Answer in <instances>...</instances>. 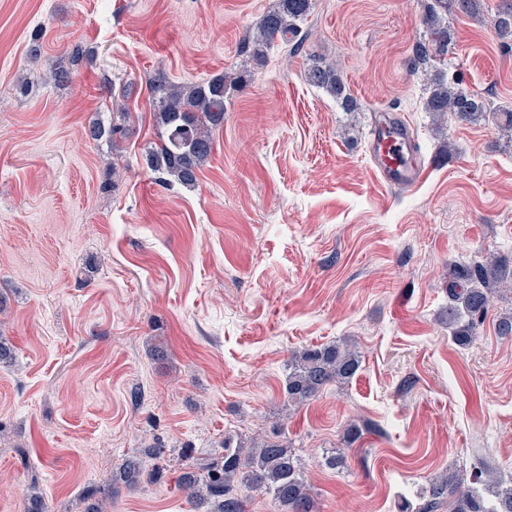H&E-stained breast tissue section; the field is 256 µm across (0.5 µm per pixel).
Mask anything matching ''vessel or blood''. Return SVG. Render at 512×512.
<instances>
[{
    "mask_svg": "<svg viewBox=\"0 0 512 512\" xmlns=\"http://www.w3.org/2000/svg\"><path fill=\"white\" fill-rule=\"evenodd\" d=\"M415 141L403 125H375L370 131V148L376 170L388 186L402 189L415 185L422 169L411 163L410 153Z\"/></svg>",
    "mask_w": 512,
    "mask_h": 512,
    "instance_id": "1",
    "label": "vessel or blood"
}]
</instances>
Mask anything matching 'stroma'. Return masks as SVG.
<instances>
[{"label": "stroma", "instance_id": "1", "mask_svg": "<svg viewBox=\"0 0 512 512\" xmlns=\"http://www.w3.org/2000/svg\"><path fill=\"white\" fill-rule=\"evenodd\" d=\"M276 3L0 0V512H23L34 484L48 512H85L158 443L162 477L116 491L108 512H193L184 454L214 456L230 435L295 448L318 512H395L480 461L512 478V340L495 331L512 295L470 346L440 320L449 262L512 256V143L490 118L435 129L410 71L417 0H314L258 64L244 38ZM498 4L449 15L448 62L502 111ZM315 55L338 63L357 111L305 82ZM159 71L175 85L247 74L191 188L146 165L164 134ZM380 111L414 133L425 174L410 188L375 171ZM117 112L125 139L90 137ZM344 337L357 374L286 410L292 354ZM338 451L344 466H324Z\"/></svg>", "mask_w": 512, "mask_h": 512}]
</instances>
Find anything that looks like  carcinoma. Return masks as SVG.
Returning <instances> with one entry per match:
<instances>
[{"mask_svg":"<svg viewBox=\"0 0 512 512\" xmlns=\"http://www.w3.org/2000/svg\"><path fill=\"white\" fill-rule=\"evenodd\" d=\"M420 22L428 38L413 46L411 72L424 75L425 111L437 121L476 122L493 114L501 135L512 141V111L491 112L478 93L460 87L447 72L429 70L432 60L448 55L452 34L448 14L480 13L482 0H418ZM313 0H277L276 7L261 19L256 31L247 36L245 50L255 61L266 57L275 40H285L298 31L299 22L311 13ZM494 29L500 40L512 45V0H501L494 15ZM307 84L336 99L347 112L358 109L334 62L312 59L304 70ZM239 85L236 79L217 75L207 81L174 85L159 73L148 90L155 104V118L167 134L161 144L147 153L148 167L183 186L195 185L197 171L212 150V131L224 124V96ZM129 132L124 123L104 129L95 124L91 136L109 134L123 139ZM512 294V261L490 256L482 261L449 263L448 308L445 320L453 341L467 347L475 340L494 300ZM360 367L359 352L348 340L305 348L293 355L288 365L285 391L288 408L300 407L326 387L349 382ZM220 459L200 464L198 470L180 475L178 487L204 512H246L239 486L271 498L280 512H315V500L303 473L301 459L291 446L263 440L246 448L224 439ZM147 476L144 461L127 457L115 472L112 483L127 488L139 485ZM399 512H512V481L507 483L487 467H473L467 481L457 474L436 476L416 500L398 502Z\"/></svg>","mask_w":512,"mask_h":512,"instance_id":"obj_1","label":"carcinoma"}]
</instances>
